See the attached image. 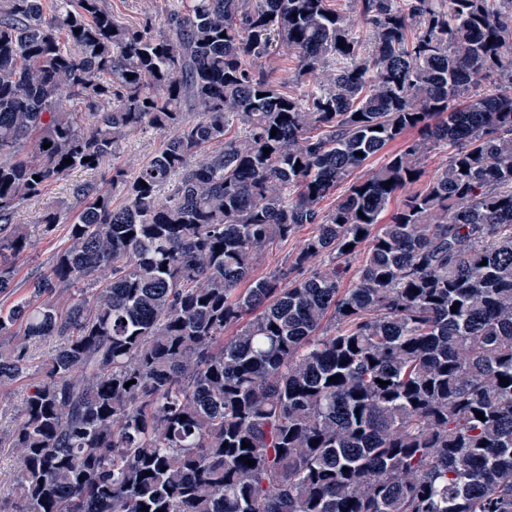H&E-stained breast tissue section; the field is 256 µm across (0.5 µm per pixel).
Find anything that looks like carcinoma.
<instances>
[{"instance_id":"1","label":"carcinoma","mask_w":512,"mask_h":512,"mask_svg":"<svg viewBox=\"0 0 512 512\" xmlns=\"http://www.w3.org/2000/svg\"><path fill=\"white\" fill-rule=\"evenodd\" d=\"M333 2L128 26L105 0H0V295L25 201L168 133L115 170L121 205L80 183L75 218L43 215L68 244L0 307V386L28 381L0 512H512V0H353L361 37ZM281 52L293 94L261 65ZM414 133H408L400 140H397L395 142L390 143L384 150H382L379 154L373 156L369 160L365 162V164L356 170L353 171L351 176L348 178L346 183H342L332 194H330L327 198L324 199L321 206L325 210L332 209L334 205L336 204V199L338 196L344 193V191L348 188L350 183L360 179L364 178L367 175H369L373 170L379 168L381 165H383L388 155L392 154L393 152L399 150L404 143L405 140L410 139L414 137ZM449 149L435 148L432 149L423 161V176L416 188H422L434 174L448 161ZM314 231V226L305 225L297 228L288 239L274 243L255 264L254 275L263 276L276 266H280L287 258L290 260L297 253L303 240Z\"/></svg>"}]
</instances>
